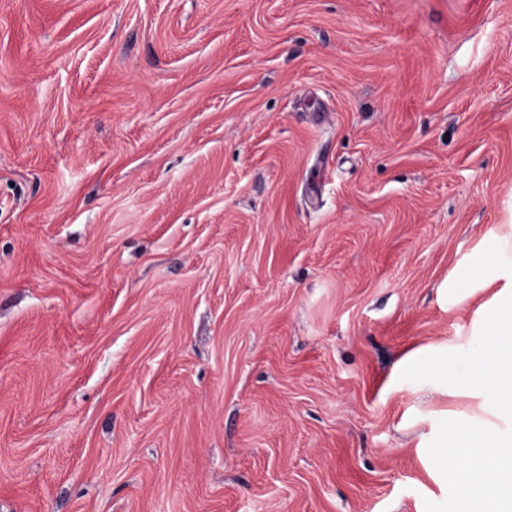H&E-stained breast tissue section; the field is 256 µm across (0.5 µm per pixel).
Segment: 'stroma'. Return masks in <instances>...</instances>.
I'll list each match as a JSON object with an SVG mask.
<instances>
[{"label": "stroma", "instance_id": "stroma-1", "mask_svg": "<svg viewBox=\"0 0 512 512\" xmlns=\"http://www.w3.org/2000/svg\"><path fill=\"white\" fill-rule=\"evenodd\" d=\"M512 217V0H0V512H448Z\"/></svg>", "mask_w": 512, "mask_h": 512}]
</instances>
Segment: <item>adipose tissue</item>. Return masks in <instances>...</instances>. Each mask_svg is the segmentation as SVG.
Listing matches in <instances>:
<instances>
[{"mask_svg":"<svg viewBox=\"0 0 512 512\" xmlns=\"http://www.w3.org/2000/svg\"><path fill=\"white\" fill-rule=\"evenodd\" d=\"M493 288L473 321L477 341L462 369H448L450 395L470 399L449 418L434 450L453 495L448 512H512V223L498 225L476 258L448 283L450 303Z\"/></svg>","mask_w":512,"mask_h":512,"instance_id":"1","label":"adipose tissue"}]
</instances>
